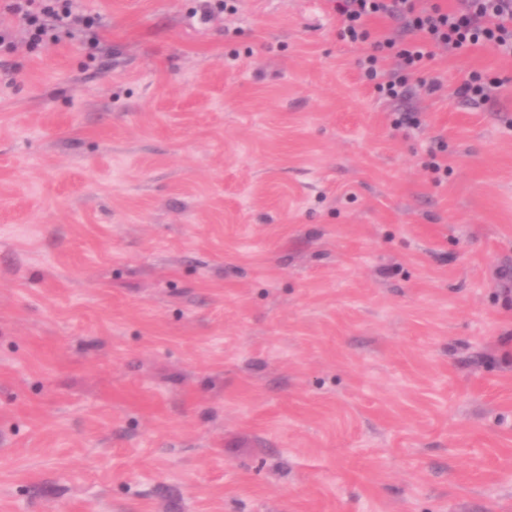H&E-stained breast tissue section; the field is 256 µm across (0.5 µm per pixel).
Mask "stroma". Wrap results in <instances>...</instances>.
I'll use <instances>...</instances> for the list:
<instances>
[{
    "label": "stroma",
    "instance_id": "35a3bbf8",
    "mask_svg": "<svg viewBox=\"0 0 512 512\" xmlns=\"http://www.w3.org/2000/svg\"><path fill=\"white\" fill-rule=\"evenodd\" d=\"M234 5L0 13V512H512V59ZM7 8L28 22L30 41L58 43L62 36L93 26L94 17L75 13L74 0H5ZM497 85L495 81L486 82L482 73L474 71L458 88L457 93L464 99L469 98L474 102H483L490 97L492 90L498 87Z\"/></svg>",
    "mask_w": 512,
    "mask_h": 512
}]
</instances>
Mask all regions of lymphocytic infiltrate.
<instances>
[{"mask_svg": "<svg viewBox=\"0 0 512 512\" xmlns=\"http://www.w3.org/2000/svg\"><path fill=\"white\" fill-rule=\"evenodd\" d=\"M417 2L335 0L342 22L340 37L353 43L371 42L372 48L360 64L361 75L386 98L394 101L402 97L410 77L437 45L468 50L491 44L499 54L512 58V0H467L466 8L456 12L436 4L421 8ZM8 8L27 20L30 39L36 43H57L94 24L93 16L76 13L75 0H8ZM378 15L403 20L412 39L402 45L390 38L372 40L366 21ZM392 55L400 59L395 71L385 67Z\"/></svg>", "mask_w": 512, "mask_h": 512, "instance_id": "f902f5d3", "label": "lymphocytic infiltrate"}]
</instances>
